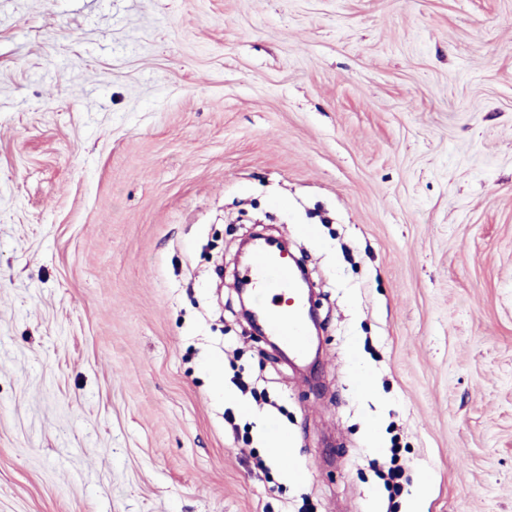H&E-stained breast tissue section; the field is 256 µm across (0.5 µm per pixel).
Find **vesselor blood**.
<instances>
[{"label": "vessel or blood", "instance_id": "b4317fda", "mask_svg": "<svg viewBox=\"0 0 512 512\" xmlns=\"http://www.w3.org/2000/svg\"><path fill=\"white\" fill-rule=\"evenodd\" d=\"M239 287L251 290L255 312L263 327L297 354H304V308L298 298L293 261L270 242H262L252 255Z\"/></svg>", "mask_w": 512, "mask_h": 512}]
</instances>
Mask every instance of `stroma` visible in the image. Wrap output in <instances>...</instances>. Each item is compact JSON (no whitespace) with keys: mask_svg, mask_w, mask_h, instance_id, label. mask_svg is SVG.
Segmentation results:
<instances>
[{"mask_svg":"<svg viewBox=\"0 0 512 512\" xmlns=\"http://www.w3.org/2000/svg\"><path fill=\"white\" fill-rule=\"evenodd\" d=\"M415 503L512 512V0H0V512ZM238 287L252 291L255 312L263 327L303 355L308 346L304 334V308L298 298L293 261L264 241L253 251ZM399 448H390L389 460L384 466V470L380 471L379 477L387 490L399 487V481L405 472V463L400 461Z\"/></svg>","mask_w":512,"mask_h":512,"instance_id":"stroma-1","label":"stroma"}]
</instances>
